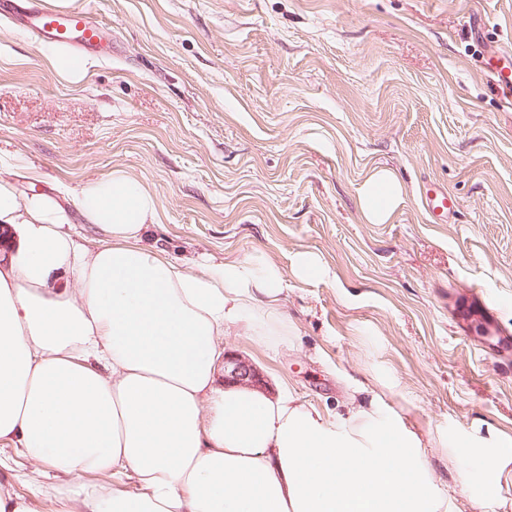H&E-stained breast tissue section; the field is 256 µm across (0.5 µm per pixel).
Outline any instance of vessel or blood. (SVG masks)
Listing matches in <instances>:
<instances>
[{
  "mask_svg": "<svg viewBox=\"0 0 512 512\" xmlns=\"http://www.w3.org/2000/svg\"><path fill=\"white\" fill-rule=\"evenodd\" d=\"M0 14L16 20L43 41L71 52H98L106 34L91 11H57L45 0H0ZM488 66L501 92L512 96V53L492 51ZM424 201L426 210L440 222L447 221L455 208L452 196L440 187H427Z\"/></svg>",
  "mask_w": 512,
  "mask_h": 512,
  "instance_id": "obj_1",
  "label": "vessel or blood"
}]
</instances>
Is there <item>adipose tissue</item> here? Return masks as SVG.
Segmentation results:
<instances>
[{
    "label": "adipose tissue",
    "mask_w": 512,
    "mask_h": 512,
    "mask_svg": "<svg viewBox=\"0 0 512 512\" xmlns=\"http://www.w3.org/2000/svg\"><path fill=\"white\" fill-rule=\"evenodd\" d=\"M400 200L387 170L360 195L370 224ZM159 220L152 193L119 170L85 182L71 212L0 179V224L19 235L0 262V442L36 462L32 482L71 474L76 512H462L378 392L339 414L286 387L225 386V331L275 332L283 275L258 259L174 264L143 243ZM55 274L71 285L52 286ZM441 445L467 485L512 482V438ZM88 473L111 475V489Z\"/></svg>",
    "instance_id": "1"
}]
</instances>
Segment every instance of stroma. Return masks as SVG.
<instances>
[{"label": "stroma", "mask_w": 512, "mask_h": 512, "mask_svg": "<svg viewBox=\"0 0 512 512\" xmlns=\"http://www.w3.org/2000/svg\"><path fill=\"white\" fill-rule=\"evenodd\" d=\"M112 34V59L60 79L43 43L0 20V177L19 197L119 169L156 197L158 243L180 264L262 258L284 274L288 334L244 328L224 349L267 392L289 385L345 412L354 389L422 432L438 487L460 489L448 431L512 437V100L481 58L512 51V0H78ZM378 168L402 200L366 223ZM458 206L433 223L421 193ZM321 275L301 278L299 257ZM475 314L497 323L476 335ZM0 444V485L60 512Z\"/></svg>", "instance_id": "1"}]
</instances>
